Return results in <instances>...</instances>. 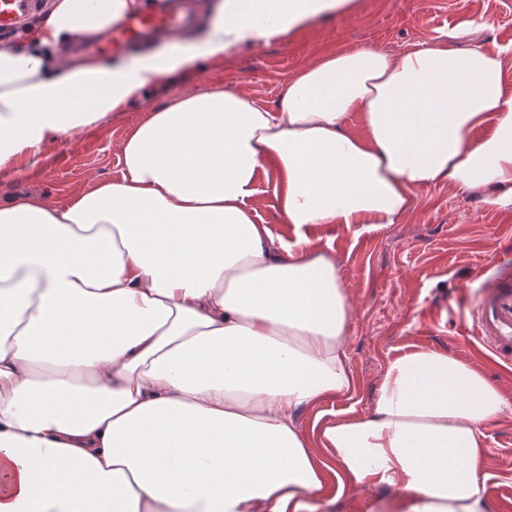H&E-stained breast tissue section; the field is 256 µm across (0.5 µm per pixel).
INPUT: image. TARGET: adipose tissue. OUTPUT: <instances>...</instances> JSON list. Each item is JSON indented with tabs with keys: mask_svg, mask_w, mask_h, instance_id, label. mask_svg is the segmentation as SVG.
Returning <instances> with one entry per match:
<instances>
[{
	"mask_svg": "<svg viewBox=\"0 0 512 512\" xmlns=\"http://www.w3.org/2000/svg\"><path fill=\"white\" fill-rule=\"evenodd\" d=\"M351 2L215 0L201 42L112 65L63 47L138 0H53L0 48V170ZM511 66L478 44L340 49L271 107L208 89L149 112L120 179L68 204L1 203L0 512H316L348 488L393 492L395 512H484V428L512 404L472 360L411 346L368 415L320 412L353 386V304L308 232L401 223L442 180L512 206ZM269 162L291 243L254 205Z\"/></svg>",
	"mask_w": 512,
	"mask_h": 512,
	"instance_id": "ef3b65f1",
	"label": "adipose tissue"
}]
</instances>
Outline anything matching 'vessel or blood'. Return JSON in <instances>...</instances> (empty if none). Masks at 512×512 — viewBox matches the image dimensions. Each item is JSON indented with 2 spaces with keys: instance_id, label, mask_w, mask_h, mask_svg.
<instances>
[{
  "instance_id": "b4317fda",
  "label": "vessel or blood",
  "mask_w": 512,
  "mask_h": 512,
  "mask_svg": "<svg viewBox=\"0 0 512 512\" xmlns=\"http://www.w3.org/2000/svg\"><path fill=\"white\" fill-rule=\"evenodd\" d=\"M199 0H150L146 11L126 16L105 33L99 46L114 52L143 46L163 35L192 31ZM48 0H0V44L17 39L22 25L41 15ZM479 341L502 362H512V277H495L477 314Z\"/></svg>"
}]
</instances>
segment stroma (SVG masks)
I'll return each mask as SVG.
<instances>
[{
	"label": "stroma",
	"mask_w": 512,
	"mask_h": 512,
	"mask_svg": "<svg viewBox=\"0 0 512 512\" xmlns=\"http://www.w3.org/2000/svg\"><path fill=\"white\" fill-rule=\"evenodd\" d=\"M457 30L467 31L468 42L512 50V0H352L349 11L257 48L233 49L220 64L149 88L110 122L84 128L20 171H0V202L38 194L64 204L90 190L92 179H119L126 133L186 90L243 88L271 106L292 74L340 48L366 45L398 53ZM276 180L274 170L261 174L255 203L262 223L288 241L291 227L275 209ZM333 237L339 273L355 304L346 346L355 385L323 403L327 415L369 414L388 359L412 343L474 360L512 403V364L500 362L472 336L487 280L500 264L512 263V208L486 205L442 181L419 192L401 223L358 234L341 228ZM485 434L486 512H507L512 414L488 424Z\"/></svg>",
	"instance_id": "obj_1"
}]
</instances>
